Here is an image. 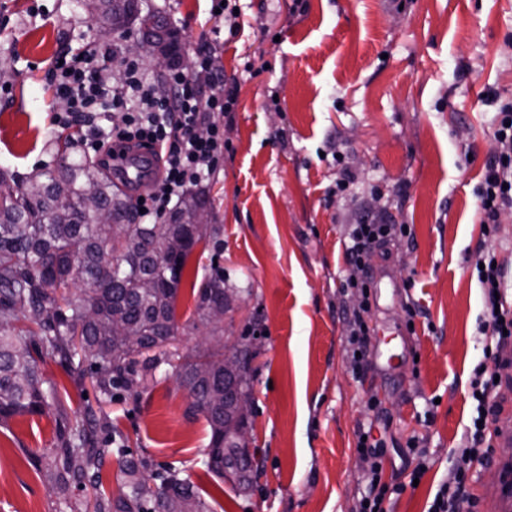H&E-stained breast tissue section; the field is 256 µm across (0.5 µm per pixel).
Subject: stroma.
<instances>
[{"mask_svg":"<svg viewBox=\"0 0 512 512\" xmlns=\"http://www.w3.org/2000/svg\"><path fill=\"white\" fill-rule=\"evenodd\" d=\"M166 17L182 64L217 39L215 73L236 79L219 116L229 145L200 189L214 233L189 255L175 302L180 354L210 345L193 328L196 295L214 268L238 289L224 346L254 329L248 377L251 491L207 470L211 431L166 363L134 367L137 384L104 394L89 362L46 359L56 389L43 415L0 420V512H87L86 493L58 492V427L94 410L106 449L101 489L119 494L118 463L146 478L196 485L207 512H356L367 486L361 433L387 450L382 479L404 484L409 440L430 467L386 512H424L448 475V450L471 414L469 380L487 341L479 325V253L512 257V223L484 236L474 189L493 149L496 106L512 98V0H237L225 28L210 0H140ZM77 0H0V176L55 167L47 72L91 37ZM406 224L376 252L368 312L347 287L349 227L362 217ZM371 331L355 371L349 324Z\"/></svg>","mask_w":512,"mask_h":512,"instance_id":"1","label":"stroma"}]
</instances>
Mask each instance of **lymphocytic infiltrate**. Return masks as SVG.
<instances>
[{"mask_svg":"<svg viewBox=\"0 0 512 512\" xmlns=\"http://www.w3.org/2000/svg\"><path fill=\"white\" fill-rule=\"evenodd\" d=\"M102 54L85 49L70 60L55 66L49 82L57 99L51 124L83 129L86 152L101 157L104 147L126 152L134 147L159 150L161 171L140 200V220L158 224L193 186L210 176L226 143L224 128L211 121L214 112L233 111L237 102L234 87L217 90L209 52H197L190 67H171L163 78L143 72L137 65H127L121 77L101 63ZM111 115V129H104L99 119ZM208 124L207 135L197 133L200 124ZM494 151L485 165L482 182L476 190V210L485 235H495L504 215H512V100L502 102L493 132ZM406 224L351 225L350 246L345 257L353 269L348 281L369 296L368 281L360 279L376 247L388 239L410 235ZM482 265L477 279L483 290L482 335L492 337L485 346L484 362L479 363L470 382V397L475 413L465 434L463 446L451 449L448 476L438 487L426 512H475L476 497L469 490L474 471L484 466L493 448L490 423L499 405L494 394L499 387V348L512 342V304L496 297L495 285L501 282L505 265L495 253L478 257ZM357 448L366 463L369 479L365 504L359 512H381L400 487L382 480L385 452L379 442L359 441Z\"/></svg>","mask_w":512,"mask_h":512,"instance_id":"obj_1","label":"lymphocytic infiltrate"}]
</instances>
